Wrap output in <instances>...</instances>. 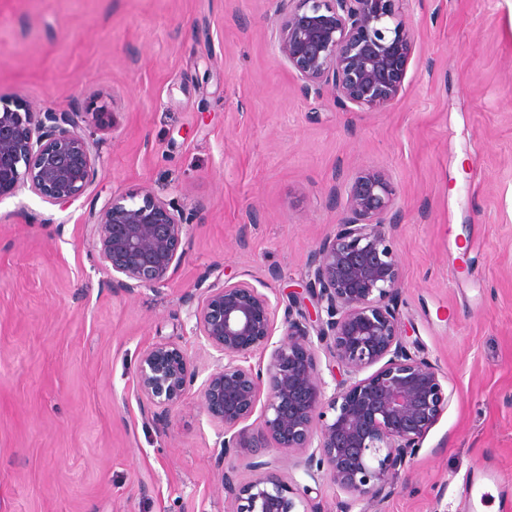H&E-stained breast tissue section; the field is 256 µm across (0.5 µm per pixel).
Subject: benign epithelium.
<instances>
[{
	"label": "benign epithelium",
	"instance_id": "obj_1",
	"mask_svg": "<svg viewBox=\"0 0 512 512\" xmlns=\"http://www.w3.org/2000/svg\"><path fill=\"white\" fill-rule=\"evenodd\" d=\"M405 2L283 0L278 49L301 91L329 87L343 107L391 106L415 49ZM113 126L114 113L102 106L91 108L83 127L74 112L0 107V198L26 182L52 205L73 204L96 184L98 132ZM395 199L385 171L355 173L339 224L316 249L304 293L291 294L282 321L278 306L246 280L208 285L192 311L196 335L224 359L198 397L222 426L215 463L231 512H310L309 488L269 463L253 462L258 474L243 484L226 466L231 456L257 458L269 448L301 453L312 479L325 473L347 495L345 512L357 501L382 500L448 409V374L411 351L401 326ZM93 219L99 258L112 270V287L125 293L169 281L186 258L188 214L147 188L112 196ZM319 348L343 375L330 394ZM256 354L267 362L244 365ZM135 375L145 417L159 420L182 403L199 372L178 343L164 341L139 353ZM259 405L260 424L247 426Z\"/></svg>",
	"mask_w": 512,
	"mask_h": 512
}]
</instances>
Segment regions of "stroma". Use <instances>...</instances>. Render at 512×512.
Segmentation results:
<instances>
[{
  "instance_id": "obj_1",
  "label": "stroma",
  "mask_w": 512,
  "mask_h": 512,
  "mask_svg": "<svg viewBox=\"0 0 512 512\" xmlns=\"http://www.w3.org/2000/svg\"><path fill=\"white\" fill-rule=\"evenodd\" d=\"M281 7L0 0V99L115 118L92 194L65 209L25 185L0 198V512H227L221 425L193 391L145 419L136 357L170 339L207 377L220 356L184 297L236 277L287 303L367 166L397 188L401 323L453 396L389 496L352 512H512V0H408L414 54L376 111L301 92ZM140 188L194 229L172 280L128 294L87 222ZM264 458L311 485V512H340L300 453Z\"/></svg>"
}]
</instances>
